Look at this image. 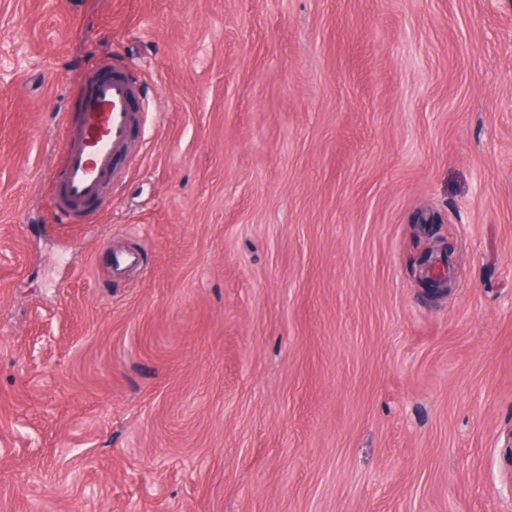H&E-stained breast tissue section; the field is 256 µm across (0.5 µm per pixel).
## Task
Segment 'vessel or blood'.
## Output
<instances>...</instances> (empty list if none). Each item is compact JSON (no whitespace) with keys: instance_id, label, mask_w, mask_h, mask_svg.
Instances as JSON below:
<instances>
[{"instance_id":"obj_1","label":"vessel or blood","mask_w":512,"mask_h":512,"mask_svg":"<svg viewBox=\"0 0 512 512\" xmlns=\"http://www.w3.org/2000/svg\"><path fill=\"white\" fill-rule=\"evenodd\" d=\"M77 95L76 118L58 125L65 164L53 204L64 224L78 220L80 208L99 198L140 123L135 83L111 63L97 64L82 75Z\"/></svg>"}]
</instances>
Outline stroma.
<instances>
[{
	"label": "stroma",
	"instance_id": "obj_1",
	"mask_svg": "<svg viewBox=\"0 0 512 512\" xmlns=\"http://www.w3.org/2000/svg\"><path fill=\"white\" fill-rule=\"evenodd\" d=\"M0 512H512V0H0ZM77 95L75 122L65 115L57 127L65 164L59 188L54 180L51 184L62 224L79 221L80 208L97 200L110 176L117 175L116 158L127 149L140 123L135 83L113 70L112 63L99 62L82 75Z\"/></svg>",
	"mask_w": 512,
	"mask_h": 512
}]
</instances>
